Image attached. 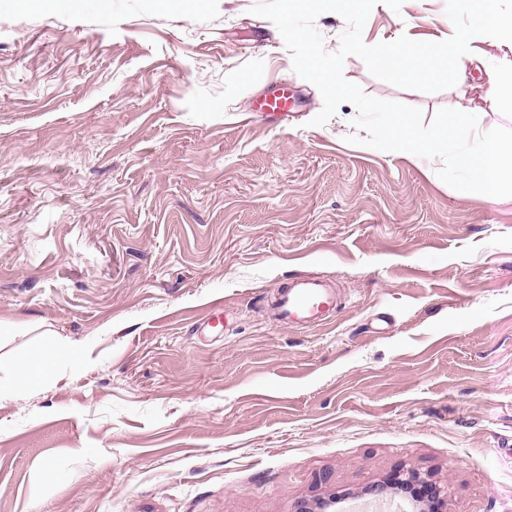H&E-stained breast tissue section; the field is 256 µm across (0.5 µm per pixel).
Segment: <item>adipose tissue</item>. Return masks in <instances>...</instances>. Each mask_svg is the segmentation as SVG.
<instances>
[{
  "mask_svg": "<svg viewBox=\"0 0 512 512\" xmlns=\"http://www.w3.org/2000/svg\"><path fill=\"white\" fill-rule=\"evenodd\" d=\"M81 345L72 344L63 349H37L20 354L13 362L11 380H0V399L17 390L36 391L41 389L51 371L60 362L75 361L82 357Z\"/></svg>",
  "mask_w": 512,
  "mask_h": 512,
  "instance_id": "obj_1",
  "label": "adipose tissue"
}]
</instances>
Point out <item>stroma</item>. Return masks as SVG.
<instances>
[{
  "instance_id": "stroma-1",
  "label": "stroma",
  "mask_w": 512,
  "mask_h": 512,
  "mask_svg": "<svg viewBox=\"0 0 512 512\" xmlns=\"http://www.w3.org/2000/svg\"><path fill=\"white\" fill-rule=\"evenodd\" d=\"M257 0H0V378L18 353L81 344L0 401V512H331L394 476L443 512H512V197L486 201L325 125ZM446 0L377 4L363 39L452 34ZM463 81L423 93L344 76L424 122L483 100L512 45L485 36ZM294 106L253 111L272 83ZM334 288L321 325L274 322L280 287ZM224 311L221 335L203 315ZM81 0H17L16 6L23 10L38 12H54L65 7L77 9Z\"/></svg>"
}]
</instances>
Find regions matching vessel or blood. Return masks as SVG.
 <instances>
[{
  "instance_id": "obj_1",
  "label": "vessel or blood",
  "mask_w": 512,
  "mask_h": 512,
  "mask_svg": "<svg viewBox=\"0 0 512 512\" xmlns=\"http://www.w3.org/2000/svg\"><path fill=\"white\" fill-rule=\"evenodd\" d=\"M334 309V295L323 278L304 275L281 289L274 307L278 322L291 326L319 325Z\"/></svg>"
}]
</instances>
